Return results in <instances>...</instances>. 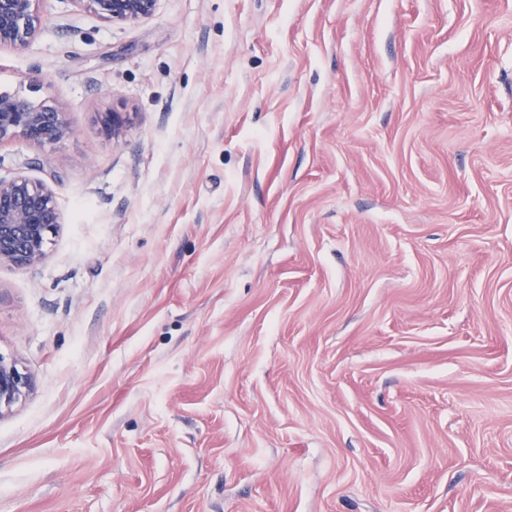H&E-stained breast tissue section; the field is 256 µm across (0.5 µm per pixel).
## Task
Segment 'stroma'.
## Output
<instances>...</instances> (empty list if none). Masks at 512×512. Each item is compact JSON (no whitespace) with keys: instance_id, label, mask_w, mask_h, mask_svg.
<instances>
[{"instance_id":"stroma-1","label":"stroma","mask_w":512,"mask_h":512,"mask_svg":"<svg viewBox=\"0 0 512 512\" xmlns=\"http://www.w3.org/2000/svg\"><path fill=\"white\" fill-rule=\"evenodd\" d=\"M0 142V512H512V0H40ZM126 123L107 132L106 113ZM101 18L129 24L153 13L157 0H73ZM71 135L61 112L15 97L0 96V142L23 137L38 144H55ZM57 224L60 212L47 186L0 176V263L23 268L40 262ZM36 380L17 363L0 355V417L9 413L34 389Z\"/></svg>"}]
</instances>
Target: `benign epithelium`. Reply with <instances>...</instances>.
<instances>
[{"label":"benign epithelium","mask_w":512,"mask_h":512,"mask_svg":"<svg viewBox=\"0 0 512 512\" xmlns=\"http://www.w3.org/2000/svg\"><path fill=\"white\" fill-rule=\"evenodd\" d=\"M40 0H0V46L24 48L35 35L33 20ZM112 22L129 24L153 13L157 0H72ZM71 135L62 113L45 105L0 96V142L23 137L55 144ZM60 223L53 192L21 175L0 178V263L27 267L45 256L49 234ZM36 380L0 355V417L34 389Z\"/></svg>","instance_id":"benign-epithelium-1"}]
</instances>
